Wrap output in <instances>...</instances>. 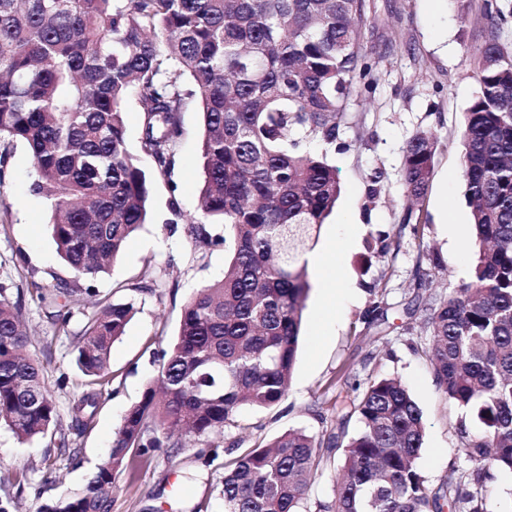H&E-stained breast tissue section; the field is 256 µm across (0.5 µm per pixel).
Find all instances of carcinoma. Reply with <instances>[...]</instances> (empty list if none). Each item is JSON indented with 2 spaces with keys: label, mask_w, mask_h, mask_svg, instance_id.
I'll return each instance as SVG.
<instances>
[{
  "label": "carcinoma",
  "mask_w": 512,
  "mask_h": 512,
  "mask_svg": "<svg viewBox=\"0 0 512 512\" xmlns=\"http://www.w3.org/2000/svg\"><path fill=\"white\" fill-rule=\"evenodd\" d=\"M494 30L512 25V0H484ZM367 0H0V146L20 143L31 191L50 211L62 261L89 283L148 219L151 176L127 144L124 105L144 106L141 151L169 176L190 103L203 117L200 211L191 234L229 245L224 277L185 306L176 340L115 432L82 491L40 512H110L131 460L179 449L184 436L224 432L242 408L267 409L288 393L302 310L310 290L304 254L340 195L336 169L298 151L304 137L333 143L349 97L370 92L363 36ZM478 91L463 115L461 177L472 208L475 259L468 281L433 298L428 357L448 399L481 426L460 430L467 465L432 490L417 467L422 413L393 377L352 386L361 429L322 446L290 429L271 443L226 449L224 512H307L308 480L343 449L335 496L315 512H487L491 471L512 473V54L497 37L475 50ZM437 137L406 145L403 181L423 210ZM207 224H222L213 237ZM56 329L73 318L66 295L31 283ZM361 317L384 314L383 289ZM135 313L101 305L80 331L77 365L90 390L73 407L87 428L99 407L110 350ZM21 300L0 284V422L18 439L47 434L58 411L44 368L24 355Z\"/></svg>",
  "instance_id": "cac0c4a2"
}]
</instances>
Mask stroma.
<instances>
[{
    "instance_id": "35a3bbf8",
    "label": "stroma",
    "mask_w": 512,
    "mask_h": 512,
    "mask_svg": "<svg viewBox=\"0 0 512 512\" xmlns=\"http://www.w3.org/2000/svg\"><path fill=\"white\" fill-rule=\"evenodd\" d=\"M372 10L365 46L372 51L376 90L352 97L333 144L309 139L303 151L326 156L336 166L341 195L323 224L310 269L311 289L288 393L270 409H245L223 435L190 438L171 455L151 452L124 473L110 512H223L218 495L222 460L213 448L267 443L291 429L326 441L336 427L355 434L357 418L338 420L331 404L347 393L352 376L399 379L420 407L426 435L417 465L430 487H438L450 466L464 464L460 434L478 425L439 388L425 351L423 309L431 297L468 280L473 261L471 209L460 179V122L478 84L473 52L490 35L482 0H369ZM184 135L175 168L154 178L150 219L122 254L94 283L96 298L82 291L56 252L48 231L49 211L29 190L32 165L23 145L11 149L0 183V283L20 290L23 318L32 332L28 354L45 368L59 411L48 433L24 442L0 423V512H40L51 500L81 491L108 454L127 410L159 377L160 353L174 339L184 305L204 286L221 279L224 247H195L189 220L198 214L201 187V118L183 114ZM433 131L438 139L432 177L423 206V238L406 222L402 180L405 147L412 135ZM382 171L380 195L368 202L370 177ZM388 236V252L367 254L365 241ZM160 285L133 290L143 271ZM423 288H416L417 279ZM46 290L68 288L74 317L68 332L57 331L44 307L29 295L31 283ZM386 291L381 326L358 327L369 304L368 285ZM133 302L137 312L111 348L109 383L87 429L71 421V408L86 392L76 364L78 335L85 317L100 305Z\"/></svg>"
}]
</instances>
